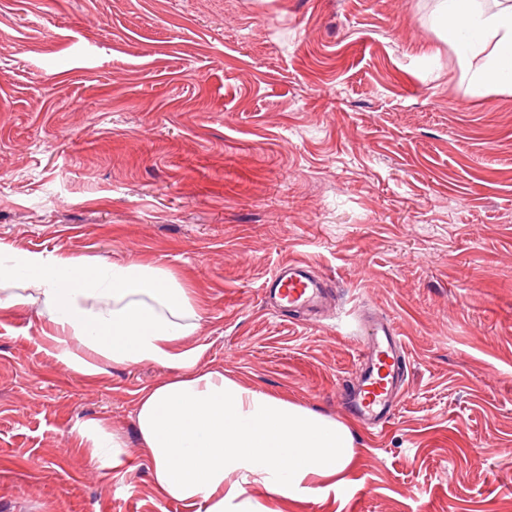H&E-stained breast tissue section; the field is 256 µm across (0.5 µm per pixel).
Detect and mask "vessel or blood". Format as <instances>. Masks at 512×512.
Wrapping results in <instances>:
<instances>
[{"label":"vessel or blood","instance_id":"vessel-or-blood-1","mask_svg":"<svg viewBox=\"0 0 512 512\" xmlns=\"http://www.w3.org/2000/svg\"><path fill=\"white\" fill-rule=\"evenodd\" d=\"M265 295L279 311L303 313L323 306L328 291L325 279L314 273L309 262L292 260L267 280ZM363 329L355 378L341 387L339 399L352 418L376 429L389 421L404 392L409 359L403 337L387 317L369 313Z\"/></svg>","mask_w":512,"mask_h":512}]
</instances>
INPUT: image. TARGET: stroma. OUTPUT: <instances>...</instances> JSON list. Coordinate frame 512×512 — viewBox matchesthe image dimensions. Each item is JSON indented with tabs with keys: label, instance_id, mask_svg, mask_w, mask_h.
<instances>
[{
	"label": "stroma",
	"instance_id": "1",
	"mask_svg": "<svg viewBox=\"0 0 512 512\" xmlns=\"http://www.w3.org/2000/svg\"><path fill=\"white\" fill-rule=\"evenodd\" d=\"M436 0H0V244L141 260L204 300L200 370L349 423L343 491L251 512H512V91L463 77ZM334 283L318 322L270 274ZM410 365L385 427L338 406L364 310ZM0 311V512H188L140 457L144 362L87 377ZM107 420L123 469L78 430ZM265 296L280 312L314 311L326 302L327 284L304 260H292L280 266L266 281Z\"/></svg>",
	"mask_w": 512,
	"mask_h": 512
}]
</instances>
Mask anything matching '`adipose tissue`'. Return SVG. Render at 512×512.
Instances as JSON below:
<instances>
[{
	"mask_svg": "<svg viewBox=\"0 0 512 512\" xmlns=\"http://www.w3.org/2000/svg\"><path fill=\"white\" fill-rule=\"evenodd\" d=\"M433 27L453 45L472 82L512 88V0H438ZM45 314L55 357L88 377L103 362L154 363L175 375L144 389L137 403L140 448L165 498L196 512H244L258 485L300 497L308 483L342 487L354 458L351 428L299 403L248 387L223 370L197 368L188 347L204 314L201 297L170 272L143 261L16 254L0 264V309ZM79 444L92 463L122 468L124 443L108 422L91 420Z\"/></svg>",
	"mask_w": 512,
	"mask_h": 512,
	"instance_id": "ef3b65f1",
	"label": "adipose tissue"
}]
</instances>
